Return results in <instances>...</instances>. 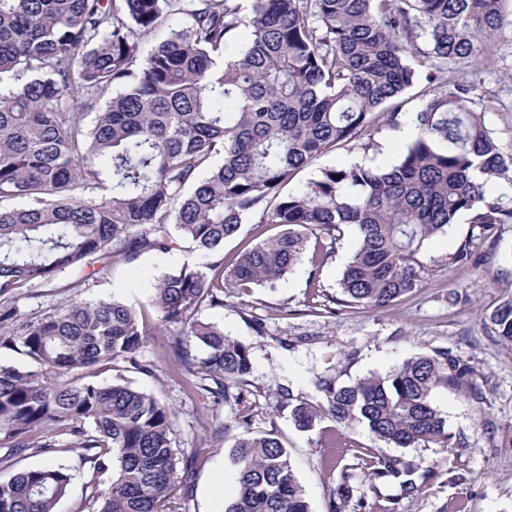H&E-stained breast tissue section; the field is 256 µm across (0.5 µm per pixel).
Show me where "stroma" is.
Segmentation results:
<instances>
[{"mask_svg": "<svg viewBox=\"0 0 512 512\" xmlns=\"http://www.w3.org/2000/svg\"><path fill=\"white\" fill-rule=\"evenodd\" d=\"M441 82L450 91L460 82L475 85L466 108L484 113L503 153L512 154V15H507L486 60L460 70L449 68ZM422 105L421 98L407 96L400 126L375 129L374 148H336L299 171L288 191L302 189L322 169L361 157L381 165L397 161L406 146L398 129L409 126ZM468 229L462 218L433 237L419 256L426 267L423 288L385 308H331L357 247L351 226L320 272H313L305 255L276 288L231 290L224 292L221 305H202L197 313L201 321L217 325L250 348L252 371L239 404L216 403L213 381L184 375L171 348L180 330L161 325L150 303L158 278L184 263L198 262L197 252L185 241L170 253L147 252L134 263L114 266L84 288L72 287L70 277L60 275L40 288L15 290L8 303L17 315L0 323V335L19 334L27 321L77 301L117 298L142 315L148 334L134 362L99 365L85 371L83 378L102 385L128 383L157 396L173 411L174 446L192 463L189 479L176 491V512H224L236 482L228 450L244 420L254 432L280 436L311 512H326L330 496L342 489L349 493L344 512H512V447L502 444L504 435L512 432V344L502 342L489 323L499 301L512 295V228L504 233L500 256L478 266L449 267L446 258ZM452 293L461 295V303L449 304ZM436 349L471 361L484 379L487 402L480 406L451 390L435 394L455 442L394 449V456L414 470L418 490L412 495H402L399 480L372 473L366 461L382 448L364 428L326 419L304 432L287 412L275 408L284 389L315 398L314 380L326 370H339L342 381L349 382L387 373ZM88 456L81 448L13 456L0 444V482L50 461L62 464L73 480L56 512H82L94 488H107L112 481L111 473L96 472Z\"/></svg>", "mask_w": 512, "mask_h": 512, "instance_id": "1", "label": "stroma"}]
</instances>
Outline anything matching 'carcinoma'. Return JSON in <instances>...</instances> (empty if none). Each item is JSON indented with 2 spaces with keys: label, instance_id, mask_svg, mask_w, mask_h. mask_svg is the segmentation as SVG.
Masks as SVG:
<instances>
[{
  "label": "carcinoma",
  "instance_id": "1",
  "mask_svg": "<svg viewBox=\"0 0 512 512\" xmlns=\"http://www.w3.org/2000/svg\"><path fill=\"white\" fill-rule=\"evenodd\" d=\"M506 2L252 0L245 17L240 0H0V296L65 272L80 288L92 277L88 267L168 253L177 245L173 225L208 262L160 277L153 306L162 322L183 327L175 350L187 375L239 403L249 350L194 313L218 301L217 289L274 287L313 232L332 247L343 227L357 228L332 299L345 308L385 307L421 288L418 255L461 214L469 233L448 266L485 261L512 224V197L488 193L486 179L508 178L512 155L502 153L485 113L464 108L473 87L447 92L437 83L448 64L483 58ZM170 15L186 22L143 51L142 39ZM240 33L245 43L234 56L229 44ZM422 79L419 134L395 165L324 168L302 190L285 191L336 147L374 146L373 128L398 124L402 96ZM215 155L221 163L205 169ZM17 198L28 204L1 206ZM247 220L284 230L226 272L224 241ZM490 323L512 343V296ZM145 335L122 301H80L22 334L31 368L0 364L8 447L93 449L94 468L112 470V483L89 496V512H170L189 475L172 446V411L156 396L127 383L51 379L132 362ZM479 379L469 361L435 350L352 383L320 375L321 400L276 408L302 431L329 416L389 447L412 448L451 440L434 392L450 387L484 403ZM230 459L237 489L224 512H310L277 435L243 427ZM400 465L385 454L372 461L377 476L406 473L401 490L410 495L413 470ZM71 480L53 463L18 472L0 482V512H55Z\"/></svg>",
  "mask_w": 512,
  "mask_h": 512
}]
</instances>
